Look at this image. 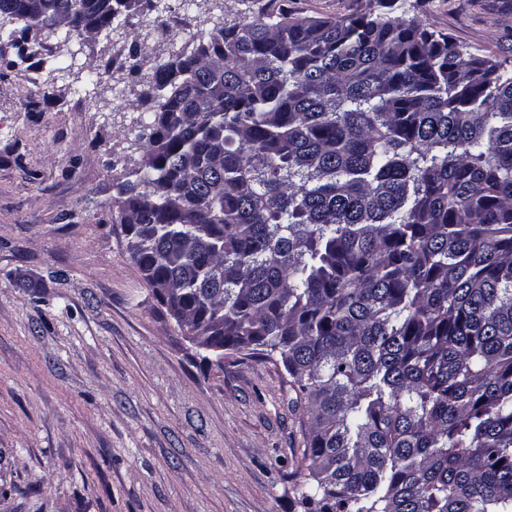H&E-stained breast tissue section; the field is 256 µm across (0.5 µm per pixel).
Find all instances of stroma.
I'll return each mask as SVG.
<instances>
[{
	"mask_svg": "<svg viewBox=\"0 0 512 512\" xmlns=\"http://www.w3.org/2000/svg\"><path fill=\"white\" fill-rule=\"evenodd\" d=\"M135 29H59L8 67L0 24V512H304V403L281 362L196 345L153 296L112 208L137 168L127 77L254 0H168ZM341 17L378 0H284ZM421 20L471 52L512 60V0H423Z\"/></svg>",
	"mask_w": 512,
	"mask_h": 512,
	"instance_id": "obj_1",
	"label": "stroma"
}]
</instances>
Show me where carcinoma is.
Here are the masks:
<instances>
[{
    "mask_svg": "<svg viewBox=\"0 0 512 512\" xmlns=\"http://www.w3.org/2000/svg\"><path fill=\"white\" fill-rule=\"evenodd\" d=\"M267 0L157 63L112 207L154 296L306 400L308 512H512V63ZM152 0H0L22 45Z\"/></svg>",
    "mask_w": 512,
    "mask_h": 512,
    "instance_id": "1",
    "label": "carcinoma"
}]
</instances>
